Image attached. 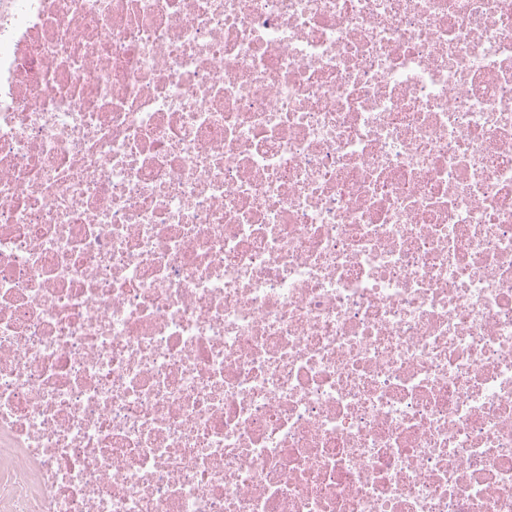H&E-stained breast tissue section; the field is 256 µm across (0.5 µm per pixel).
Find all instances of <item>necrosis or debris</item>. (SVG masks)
<instances>
[{
	"label": "necrosis or debris",
	"mask_w": 512,
	"mask_h": 512,
	"mask_svg": "<svg viewBox=\"0 0 512 512\" xmlns=\"http://www.w3.org/2000/svg\"><path fill=\"white\" fill-rule=\"evenodd\" d=\"M0 512H512V0H0Z\"/></svg>",
	"instance_id": "4bbe7bcc"
}]
</instances>
